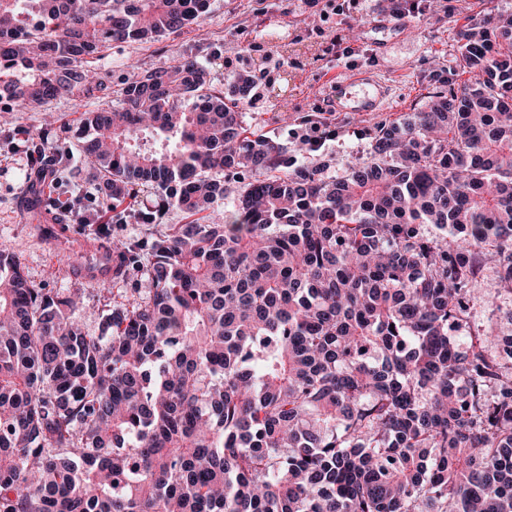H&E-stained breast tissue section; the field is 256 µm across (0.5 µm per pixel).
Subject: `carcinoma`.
<instances>
[{"label": "carcinoma", "instance_id": "1", "mask_svg": "<svg viewBox=\"0 0 512 512\" xmlns=\"http://www.w3.org/2000/svg\"><path fill=\"white\" fill-rule=\"evenodd\" d=\"M208 0H0V102L98 80L114 43ZM472 78L379 125L342 175L244 127L192 56L85 111L101 208L185 222L92 310L0 249V512H512V13L458 34ZM148 131L174 147L142 151ZM252 179L233 189L214 174ZM143 246L112 243V280ZM477 288L479 293L488 301L483 307V319L492 324L506 321L508 313L512 309V304L511 302L494 298V288H497V286L492 277H485Z\"/></svg>", "mask_w": 512, "mask_h": 512}]
</instances>
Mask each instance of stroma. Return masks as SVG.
Listing matches in <instances>:
<instances>
[{"instance_id":"obj_1","label":"stroma","mask_w":512,"mask_h":512,"mask_svg":"<svg viewBox=\"0 0 512 512\" xmlns=\"http://www.w3.org/2000/svg\"><path fill=\"white\" fill-rule=\"evenodd\" d=\"M415 12L391 15V0H360L350 15L320 19L304 0H209L199 24L178 34L136 43H116L98 63L100 86L78 98H61L43 107L14 110L0 125V248L16 254L30 283L37 288H80L88 306L100 307L121 297L122 290L99 292L84 272L94 264L96 237L90 229L65 225L62 236L47 235L24 204L23 167L30 138L50 130L53 151L69 157L64 170L69 184L91 185L98 178L82 150L90 135L76 113L112 103V93L133 74L165 68L186 54L209 64L213 57L240 58L241 70L270 56L284 60L287 79L273 77L261 97L245 100L244 124L286 145L296 164L327 162L328 175L341 173L362 157L382 121L421 106L429 92L461 84L456 69L460 29L488 16L512 12V0H416ZM352 46L349 62L338 61L333 42ZM370 74L388 84L391 93L376 112H335L325 97L330 79L349 73ZM331 123L337 138L328 148L310 153L292 135L304 118ZM183 214L166 209L160 223L127 221L113 225L112 237L122 241H153L166 235Z\"/></svg>"}]
</instances>
